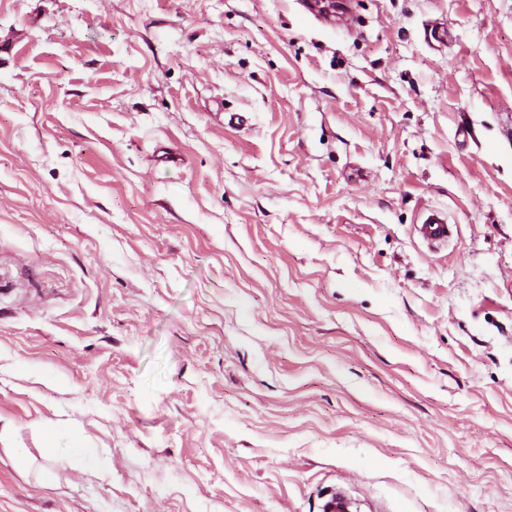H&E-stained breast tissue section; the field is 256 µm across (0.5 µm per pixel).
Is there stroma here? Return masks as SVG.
<instances>
[{"label":"stroma","instance_id":"35a3bbf8","mask_svg":"<svg viewBox=\"0 0 512 512\" xmlns=\"http://www.w3.org/2000/svg\"><path fill=\"white\" fill-rule=\"evenodd\" d=\"M350 3L0 0V512H512V0ZM418 232L429 244H443L448 242L452 227L448 223L447 215L430 211L419 225ZM41 452L45 457H56L65 454L70 460V469L73 471H93L104 473L110 470L108 457L103 456L96 448H89L84 437L79 433H71L70 445L67 448H58L54 445L51 434H43ZM351 496L342 487H336L322 498L321 512H353Z\"/></svg>","mask_w":512,"mask_h":512}]
</instances>
